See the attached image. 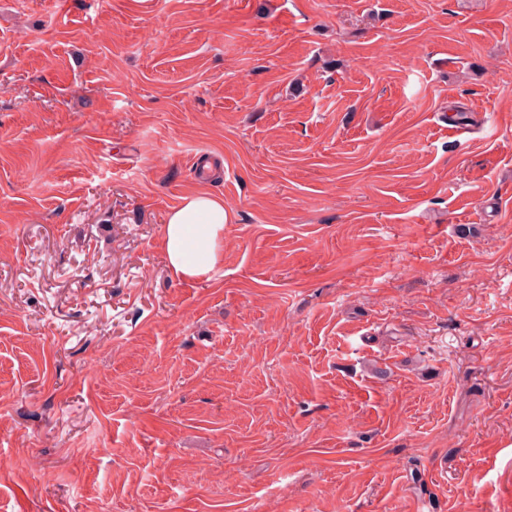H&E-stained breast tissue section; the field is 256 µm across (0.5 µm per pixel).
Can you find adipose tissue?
<instances>
[{
	"label": "adipose tissue",
	"instance_id": "ef3b65f1",
	"mask_svg": "<svg viewBox=\"0 0 512 512\" xmlns=\"http://www.w3.org/2000/svg\"><path fill=\"white\" fill-rule=\"evenodd\" d=\"M223 198L201 192L183 197L163 226L162 249L170 273L186 281L210 279L224 261Z\"/></svg>",
	"mask_w": 512,
	"mask_h": 512
}]
</instances>
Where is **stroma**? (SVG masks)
I'll use <instances>...</instances> for the list:
<instances>
[{
	"label": "stroma",
	"mask_w": 512,
	"mask_h": 512,
	"mask_svg": "<svg viewBox=\"0 0 512 512\" xmlns=\"http://www.w3.org/2000/svg\"><path fill=\"white\" fill-rule=\"evenodd\" d=\"M0 453L5 512H512V0H0ZM224 199L201 192L182 198L166 216L162 249L170 273L186 281L210 279L224 261Z\"/></svg>",
	"instance_id": "obj_1"
}]
</instances>
